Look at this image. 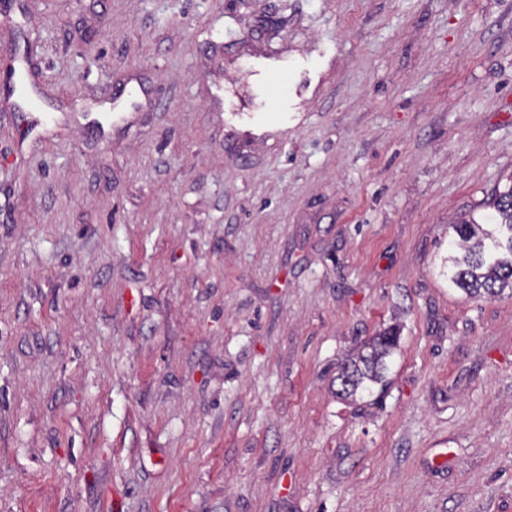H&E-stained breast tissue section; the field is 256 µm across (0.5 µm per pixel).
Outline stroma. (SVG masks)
<instances>
[{
  "instance_id": "1",
  "label": "stroma",
  "mask_w": 512,
  "mask_h": 512,
  "mask_svg": "<svg viewBox=\"0 0 512 512\" xmlns=\"http://www.w3.org/2000/svg\"><path fill=\"white\" fill-rule=\"evenodd\" d=\"M511 178L512 0H0V512H512ZM490 212L470 213L450 228L456 240L442 259L441 275L470 298L512 294V178L498 189ZM395 341L396 336H374L364 348L341 363L336 375V396L353 399L359 392H370L374 385L383 386Z\"/></svg>"
}]
</instances>
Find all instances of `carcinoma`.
I'll list each match as a JSON object with an SVG mask.
<instances>
[{
	"instance_id": "obj_1",
	"label": "carcinoma",
	"mask_w": 512,
	"mask_h": 512,
	"mask_svg": "<svg viewBox=\"0 0 512 512\" xmlns=\"http://www.w3.org/2000/svg\"><path fill=\"white\" fill-rule=\"evenodd\" d=\"M486 213L450 225L456 240L442 259L448 285L470 298L512 294V182L495 193ZM394 336H375L338 368L336 396L347 400L385 382Z\"/></svg>"
}]
</instances>
